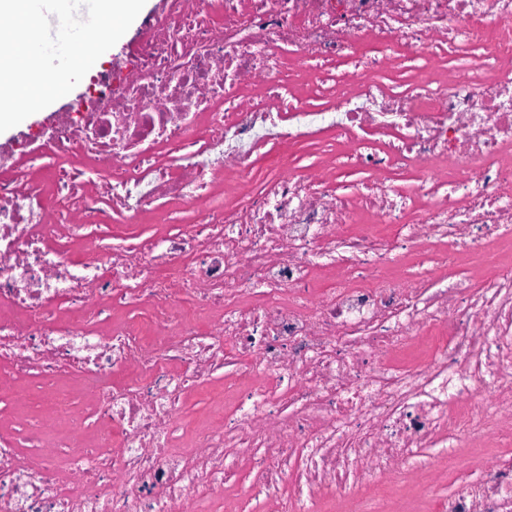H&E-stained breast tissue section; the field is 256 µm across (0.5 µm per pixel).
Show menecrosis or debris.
<instances>
[{"label": "necrosis or debris", "mask_w": 512, "mask_h": 512, "mask_svg": "<svg viewBox=\"0 0 512 512\" xmlns=\"http://www.w3.org/2000/svg\"><path fill=\"white\" fill-rule=\"evenodd\" d=\"M4 391L0 512H512V0H164L0 156ZM161 7V0H146V3L134 22L131 24L126 33L117 41V43L106 51L101 57L98 66L95 70L102 66L106 65L110 62L114 64L120 56L123 54L127 46L136 38L137 34L140 31L141 25L143 21L158 12ZM250 461L245 457H240L236 464V483L232 487L224 489L225 511L237 512L238 502L244 498V494L249 485Z\"/></svg>", "instance_id": "necrosis-or-debris-1"}]
</instances>
